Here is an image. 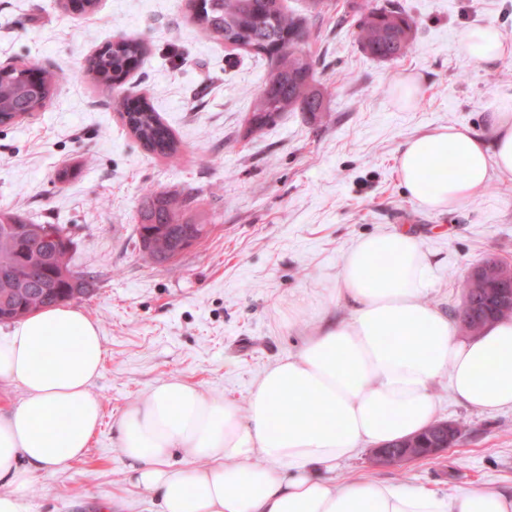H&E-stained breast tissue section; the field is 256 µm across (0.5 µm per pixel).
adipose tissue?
<instances>
[{
  "label": "adipose tissue",
  "instance_id": "1",
  "mask_svg": "<svg viewBox=\"0 0 512 512\" xmlns=\"http://www.w3.org/2000/svg\"><path fill=\"white\" fill-rule=\"evenodd\" d=\"M463 51L483 63L512 53V43L487 23L465 32ZM397 165L409 197L439 212L479 198L491 177L512 180V96L484 133L431 128L403 144ZM434 286L432 261L407 229L362 237L341 264L336 295L346 316L322 320L269 366L246 405L171 378L120 414L128 483L152 493L158 512H512V494L491 485L445 497L332 479L364 446L434 423L441 376L470 408H512V320L460 339L425 300ZM102 365L97 323L72 307L37 311L0 336V382L24 392L0 411V512H29L34 477L67 472L85 456L101 421L91 387ZM178 455L180 468L171 464Z\"/></svg>",
  "mask_w": 512,
  "mask_h": 512
}]
</instances>
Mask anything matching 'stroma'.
Segmentation results:
<instances>
[{"instance_id": "35a3bbf8", "label": "stroma", "mask_w": 512, "mask_h": 512, "mask_svg": "<svg viewBox=\"0 0 512 512\" xmlns=\"http://www.w3.org/2000/svg\"><path fill=\"white\" fill-rule=\"evenodd\" d=\"M362 2L330 0L311 17L306 0H284L308 18L326 109L283 113L255 135L248 120L270 63L200 33L188 0H99L91 15L59 0H0V66L35 60L61 77L43 110L0 127V208L67 225L72 267L93 284L72 306L97 322L105 355L92 386L101 424L68 472L33 479L30 512H156L150 492L124 481L117 416L172 377L246 404L261 373L321 319L345 316L336 288L359 238L408 227L433 263L427 299L448 311L475 265L512 264V182L491 178L475 201L434 212L409 198L396 167L407 139L448 124L484 131L512 94V54L475 63L462 52L465 30L486 22L512 41V0H394L416 22L409 53L394 62L359 48L352 20ZM126 36L149 51L125 93L153 104L180 143L179 160L137 143L87 74L96 50ZM410 73L423 94L404 111L394 86ZM147 186L192 194L193 216L207 227L170 263L145 262L136 245ZM434 394L439 419L466 423L455 445L398 466L361 450L337 469V485L363 478L444 495L485 484L511 492L512 409L464 406L444 377Z\"/></svg>"}]
</instances>
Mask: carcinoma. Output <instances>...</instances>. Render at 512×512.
<instances>
[{
	"instance_id": "1",
	"label": "carcinoma",
	"mask_w": 512,
	"mask_h": 512,
	"mask_svg": "<svg viewBox=\"0 0 512 512\" xmlns=\"http://www.w3.org/2000/svg\"><path fill=\"white\" fill-rule=\"evenodd\" d=\"M195 19L208 36L236 49L255 47L254 54L271 64L268 77L253 101L250 131H263L283 112H323V95L315 75V61L307 46L305 20L287 12L283 0H191ZM98 0H63L73 13L95 11ZM361 50L374 59H398L410 50L416 22L393 3L366 0L353 22ZM148 51L139 38L109 42L95 54L89 75L99 86L112 88V78L129 73ZM59 76L33 62L24 67H0V126L16 123L46 106L54 95ZM113 108L120 112L131 135L147 150L176 160L180 144L172 130L145 98L112 94ZM195 208L189 194L144 191L136 225L137 243L143 259L169 262L181 253L186 238L200 239L205 225L188 217ZM33 221L22 214L0 209V270L15 273L17 284L0 282V323L17 321L43 308L65 303L91 293L90 283L80 277L79 287L63 278L70 270V252L56 249L53 235L66 233L62 224H39L41 234L34 240L37 254L18 250L19 228ZM464 301L455 312L463 331L477 336L482 328L512 318V265L484 261L476 273L461 285ZM437 424L415 438L388 445V450L426 448L438 439Z\"/></svg>"
}]
</instances>
